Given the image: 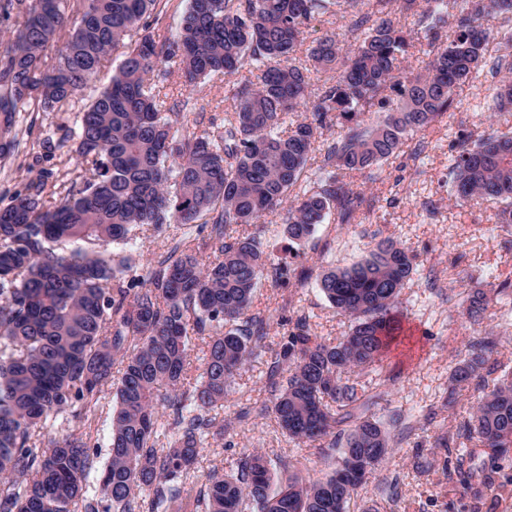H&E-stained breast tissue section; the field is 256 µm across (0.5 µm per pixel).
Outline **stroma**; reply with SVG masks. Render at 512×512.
Instances as JSON below:
<instances>
[{
  "instance_id": "1",
  "label": "stroma",
  "mask_w": 512,
  "mask_h": 512,
  "mask_svg": "<svg viewBox=\"0 0 512 512\" xmlns=\"http://www.w3.org/2000/svg\"><path fill=\"white\" fill-rule=\"evenodd\" d=\"M505 53L500 39H492L488 65L458 90L453 109L437 124L425 152L416 153L415 141H407L397 158L380 166L376 181L368 186L376 196L368 223L381 236L402 241L417 253L434 281L421 279L403 290L397 345L387 359L362 376L369 388L381 394L375 413L401 414L411 434L399 439L393 454L356 491L348 512H512V453L477 460V467L492 476L478 499L453 478L454 462L439 458L426 472L413 465L416 453H429L434 430L442 425L456 428L464 419L459 410L441 407L448 374L463 344L488 333L498 336L500 361L512 366V302L492 304L479 326L470 325L461 314V303L473 290L498 287L512 276V250L501 246L504 233L495 227L496 206L483 202L462 208L448 195L449 159L464 137L482 132L481 115L497 82L490 63ZM80 172L76 154L50 153L30 145L19 157L0 159V193L24 189L36 177L51 185L69 182ZM261 240L274 255L294 250L298 264L315 272L305 282L293 278L278 288L264 283L256 289L252 308L270 318L268 344L281 341L288 331V316L298 309L315 314L319 334L344 336L349 322L326 300L316 277L360 260L372 248L371 239L362 236L359 226L339 225L330 215L308 243L290 245L280 223L264 225ZM265 371L264 364L253 362L232 384L224 401L226 439L205 449L195 471L196 484H204L206 474L214 469L234 472L238 459L255 449L272 460L292 458L297 471L307 478H322L335 469L333 449L294 447L273 414L245 423L235 420L240 406L270 403ZM380 485L394 487V498L377 496Z\"/></svg>"
}]
</instances>
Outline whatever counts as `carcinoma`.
Listing matches in <instances>:
<instances>
[{"label": "carcinoma", "mask_w": 512, "mask_h": 512, "mask_svg": "<svg viewBox=\"0 0 512 512\" xmlns=\"http://www.w3.org/2000/svg\"><path fill=\"white\" fill-rule=\"evenodd\" d=\"M399 1L405 12L417 2L187 0L175 34L159 40L149 18L159 17L162 0H0V18L13 27L0 43V156L30 134L22 114L88 100L77 130L40 141L50 151L74 142L84 174L60 185L56 202L41 177L0 197V512H183L208 439H224L216 414L228 388L266 354L272 406H241L235 419L270 410L294 446L339 449L337 467L304 480L283 458L290 475L276 484L255 449L236 473L207 475L201 512H347L351 492L390 454L401 421L372 412L380 395L360 375L389 351L402 290L421 276V263L401 242L378 240L365 258L320 279L349 319L348 334L332 341L301 311L272 349L270 317L252 311L253 293L264 279L283 284L290 263L240 227L277 217L301 244L331 212L338 224H360L374 198L354 178H372L410 137L424 147L457 89L486 64L491 32L482 19H512V0H424L413 34L393 17ZM318 14L355 17L351 38L330 35L302 49ZM450 16L455 24L442 36ZM120 47L123 60L97 88ZM175 71L189 88L228 78L224 123L164 91ZM495 74L489 123L512 109V62L501 58ZM386 90L390 109L364 124ZM310 162L314 179L303 185ZM448 177L456 203L493 201L496 223L512 226V132L463 141ZM172 224L181 237L127 278L133 258L109 245L126 248ZM204 232L208 261L190 245ZM489 304L484 292L468 297L472 324ZM499 347L486 336L459 350L446 404L469 388L481 396L453 436H433L431 457L416 467L453 447L461 485L491 482L475 460L512 450V371ZM110 393L109 457L100 466L91 435L60 431L55 420H86Z\"/></svg>", "instance_id": "1"}]
</instances>
